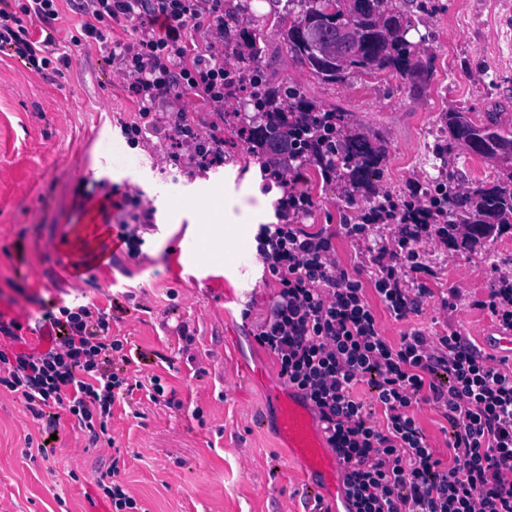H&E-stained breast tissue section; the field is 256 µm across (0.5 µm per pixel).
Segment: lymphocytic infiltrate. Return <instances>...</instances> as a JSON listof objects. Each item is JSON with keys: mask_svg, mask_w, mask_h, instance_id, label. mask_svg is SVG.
Instances as JSON below:
<instances>
[{"mask_svg": "<svg viewBox=\"0 0 512 512\" xmlns=\"http://www.w3.org/2000/svg\"><path fill=\"white\" fill-rule=\"evenodd\" d=\"M80 19L69 45L57 39L64 12ZM139 18L134 41H111L112 24ZM223 35V0H0V52L47 77L76 66L75 46L94 43L125 74L138 105L131 138L160 130L156 109L170 97H197L223 109L230 69L212 45L194 46L192 31ZM317 163L336 174V152L320 139L289 150L273 172L286 186L280 223L260 225L263 277L277 291L254 335L272 354L279 376L311 405L331 450L346 465L345 512H512V366L478 350L459 331L415 330L392 344L383 336L363 283L336 258L332 235L302 227L315 206L300 187ZM448 211L418 195L370 198L347 235L368 239L376 226H396L370 246V281L392 317L416 313L431 291L416 284L422 238L447 244ZM108 307L79 300L54 303L42 315L48 338L28 347L22 324L0 311V388L22 399L47 434L69 419L89 447L114 446L112 411L132 394L126 338L113 334ZM364 385L371 401L356 397ZM451 424L453 452L443 461L416 421L419 403Z\"/></svg>", "mask_w": 512, "mask_h": 512, "instance_id": "obj_1", "label": "lymphocytic infiltrate"}]
</instances>
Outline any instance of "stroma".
I'll return each instance as SVG.
<instances>
[{"label":"stroma","mask_w":512,"mask_h":512,"mask_svg":"<svg viewBox=\"0 0 512 512\" xmlns=\"http://www.w3.org/2000/svg\"><path fill=\"white\" fill-rule=\"evenodd\" d=\"M431 2L422 11L392 0L411 22L406 38L421 73L353 74L336 83L303 66L273 25L281 14L297 20L301 7L253 0L251 13L240 17L236 0H224V16L234 30H257L271 82L296 88L318 108H341L344 127L381 149L373 189L404 200L438 182H510L512 165L463 153L445 116L494 112L512 126V0ZM80 52L81 69L52 80L0 55V310L32 325L53 302L83 295L104 306L109 296L132 292L112 324L129 341L128 374L159 375L173 402L155 404L134 390L113 410L111 448L84 446L81 431L62 420L56 445L77 446L80 463L73 468L56 454L29 455V445L43 439L41 424L19 398L0 391V512H83L97 470L107 463L143 512H304L310 476L278 428V365L253 337L274 286L261 279V259L244 271L236 263L238 251L255 252L259 225L275 223L284 193L262 177L259 159L240 137V127L254 120L252 107L240 94L219 116L184 99L190 119L217 122L224 138L223 164L202 173L187 149L160 147L158 136L129 141L122 125L136 121L137 105L126 80L97 45ZM158 151L166 154L161 170L151 165ZM438 151L448 157L440 169L433 165ZM305 177L316 201L307 231L333 233L341 266L368 280L366 245L342 228L351 211L347 185L338 177L324 180L313 164ZM193 194L252 221L200 227ZM106 195L120 204L113 222L147 214L155 229L144 234L139 258L118 252L72 287L61 267L72 246L66 230L87 197ZM217 236L224 240L220 251L212 248ZM419 250L427 266L421 280L433 295L418 312L395 320L374 290L366 292L384 336L396 344L416 329H455L478 341L495 322L478 303L497 287L501 269L512 266V231L472 250L431 239ZM198 259L218 282L197 280ZM448 295L454 306L447 311L440 300ZM182 321L194 335H177ZM237 367L250 375L236 387L225 374Z\"/></svg>","instance_id":"35a3bbf8"}]
</instances>
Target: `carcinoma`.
Returning a JSON list of instances; mask_svg holds the SVG:
<instances>
[{"mask_svg":"<svg viewBox=\"0 0 512 512\" xmlns=\"http://www.w3.org/2000/svg\"><path fill=\"white\" fill-rule=\"evenodd\" d=\"M305 5L299 21L283 26L279 33L283 43L324 82H336L351 74L373 75L395 70L403 73L418 67L411 58L410 44L406 40L403 13L384 6L386 0H297ZM344 23L354 31L355 40L339 59L321 54L303 37V31L317 28L332 36L337 25ZM237 62L252 69V82L243 89L256 116V125L245 138L247 150L276 160L288 151V134L304 144L308 134L322 136L323 129L314 125L309 113L318 108L309 104L300 93L286 83H271L259 68L261 50L250 32L240 36ZM293 103H288V97ZM446 124L459 147L468 154L482 159L512 161V128L506 129L495 113L475 122L466 112H452ZM339 153L337 163L345 183L359 192H366L372 178L380 169L383 156L364 136L336 130ZM283 144L277 152L271 146ZM456 217L469 225L468 238L462 242L465 249L481 247L499 236L506 228L512 229V183L480 184L466 198L455 200Z\"/></svg>","mask_w":512,"mask_h":512,"instance_id":"obj_1","label":"carcinoma"}]
</instances>
